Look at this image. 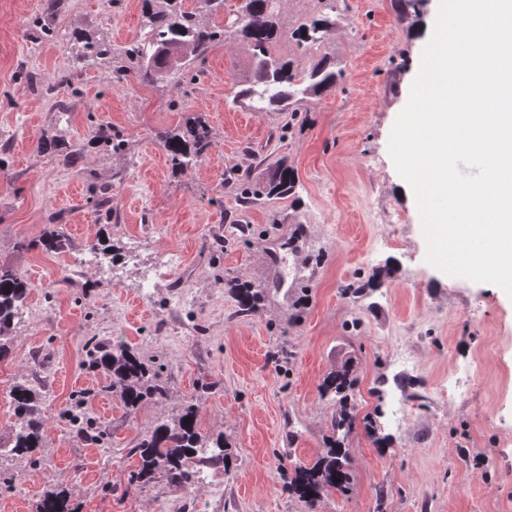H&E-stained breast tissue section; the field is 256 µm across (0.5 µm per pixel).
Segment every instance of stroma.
Segmentation results:
<instances>
[{"instance_id":"obj_1","label":"stroma","mask_w":512,"mask_h":512,"mask_svg":"<svg viewBox=\"0 0 512 512\" xmlns=\"http://www.w3.org/2000/svg\"><path fill=\"white\" fill-rule=\"evenodd\" d=\"M47 2L0 0V264L33 284L12 358L0 362V431L14 421L19 380L40 393L46 417L42 460L0 458L21 476L0 485V512H34L58 481L72 512H512V301L428 262L418 207L398 195L389 153L439 0L415 10L279 0L272 54L301 72L325 56L342 72L294 115L238 102L251 54L239 34L144 85L84 56L85 43L135 39L140 0H58L53 14ZM318 15L332 22L328 39L298 46L290 32ZM47 18L52 41L39 35ZM197 121L212 147L173 169L161 136ZM101 124L124 151L96 140ZM46 135L78 146V164L41 150ZM282 157L298 173L296 194L244 203L239 176L262 187ZM102 185L112 188L107 222L93 202ZM52 220L70 238L66 251L18 248ZM102 232L113 260L71 278ZM164 250L180 264L163 274ZM352 280L365 284L362 296L344 294ZM239 288L262 291L256 313H240ZM93 336L124 341L161 369L169 400L128 413L83 364ZM342 367L357 380L350 489L310 509L284 490L283 473L325 455L339 404L320 385ZM78 394L103 441L65 418ZM190 403L203 433L223 436L232 467H212L189 491L163 479L133 485L138 439Z\"/></svg>"}]
</instances>
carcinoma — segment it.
Wrapping results in <instances>:
<instances>
[{"instance_id": "cac0c4a2", "label": "carcinoma", "mask_w": 512, "mask_h": 512, "mask_svg": "<svg viewBox=\"0 0 512 512\" xmlns=\"http://www.w3.org/2000/svg\"><path fill=\"white\" fill-rule=\"evenodd\" d=\"M173 0H143L147 17V31L121 48L110 44L86 43L89 55L109 59L114 63L112 75L118 79L134 76L142 84H152L162 77L167 62L157 59L149 65L158 46L167 44L180 50L187 60L172 68L177 72L190 64V59L203 58L224 40V34L232 30L248 40L252 48V81L238 92L244 103H261L266 108L297 112L295 103L306 94L324 92L334 86L341 77L336 64L322 57L305 77H300L291 61H285L270 52V46L279 31L274 21L275 7L271 0H244L235 19L224 27H209L202 22V15H212L224 8V0H197L191 11L172 5ZM331 21L323 16L299 25L291 32V39L298 44L316 45L329 35ZM100 141L115 151L125 147L124 139L112 133V127L100 125L97 135ZM163 147L172 168L183 170L205 156L212 141L206 127L197 122L189 128L188 135L165 133L161 136ZM40 147L52 149L59 162L74 166L80 152L57 139H42ZM298 187L295 169L288 158L279 159L275 165L268 193L293 195ZM95 206L101 216L110 219L109 188L95 191ZM22 250L40 248L46 253H57L68 247V237L60 224H50L34 243L20 241ZM31 291L28 279L15 267L0 264V361L12 355V329ZM262 293L253 288L238 291L240 311L248 314L259 310ZM84 365L106 376L105 389L120 398L129 413L140 406L169 398L167 381L150 365L142 361L130 347L122 342L106 343L91 338L86 344ZM355 379L345 370L334 372L322 384V393L339 398L340 409L332 420L333 431L340 438L330 444L326 455L313 465H296L288 476V492L301 498L312 508L321 495L331 489L345 491L349 488L350 475L346 466L347 451L342 448L344 439L354 430L356 417L347 410V392L354 389ZM14 422L7 437L0 436V447L12 456H32L45 447L46 419L43 415L41 395L24 382L15 383L10 390ZM68 420L78 433L91 428V421L84 410V402L78 401L69 411ZM139 457V481L159 475L185 489L198 482L200 465L203 463L224 466L229 469V454L224 449V438H212L202 434L198 408L194 404L182 407L171 421L156 424L152 431L143 435L135 445ZM68 500L63 486L54 484L45 489L35 505V512H68Z\"/></svg>"}]
</instances>
